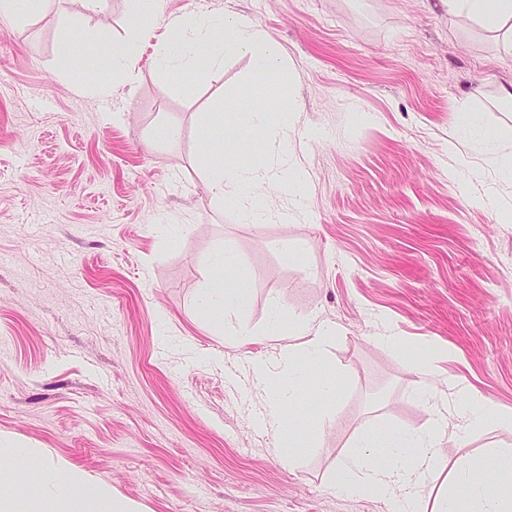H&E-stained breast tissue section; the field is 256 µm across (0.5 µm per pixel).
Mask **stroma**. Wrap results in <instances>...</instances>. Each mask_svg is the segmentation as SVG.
<instances>
[{
  "mask_svg": "<svg viewBox=\"0 0 512 512\" xmlns=\"http://www.w3.org/2000/svg\"><path fill=\"white\" fill-rule=\"evenodd\" d=\"M234 14L279 44L304 169L305 213L243 223L204 188L212 114L252 96L249 61L169 73L172 33L138 0H13L0 17V466L13 493L43 459L104 483L140 512H387L332 486L364 434L424 430L440 397L512 412V56L442 0H165L168 16ZM133 75L81 90L136 28ZM477 113L492 140L457 127ZM172 128L160 141L157 129ZM297 243L286 258L283 241ZM238 264L235 311L207 307L212 256ZM333 326L336 412L292 465L257 419L250 364L268 332ZM397 345L378 342L381 333ZM512 447L491 422L448 463Z\"/></svg>",
  "mask_w": 512,
  "mask_h": 512,
  "instance_id": "obj_1",
  "label": "stroma"
}]
</instances>
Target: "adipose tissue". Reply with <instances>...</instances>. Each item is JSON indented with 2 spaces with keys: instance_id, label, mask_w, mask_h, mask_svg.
<instances>
[{
  "instance_id": "ef3b65f1",
  "label": "adipose tissue",
  "mask_w": 512,
  "mask_h": 512,
  "mask_svg": "<svg viewBox=\"0 0 512 512\" xmlns=\"http://www.w3.org/2000/svg\"><path fill=\"white\" fill-rule=\"evenodd\" d=\"M449 15L461 17L495 40L501 52L512 53V0H444ZM151 21L165 19L161 0H142ZM168 20V19H165ZM176 34L160 52L163 64L181 65L192 76H206L230 56L247 57L253 83L288 92V78L279 46L258 26L234 15H205L194 20H168ZM292 111L282 105L229 107L220 114L208 142L210 158L206 184L217 200L232 199L244 223L270 224L288 219L285 210H272L259 201L261 190L296 198L306 182L304 171L291 165L288 134ZM251 137L274 130L272 145L261 161L235 160L224 155V132ZM290 344L273 356L252 363L256 383L267 392L268 407L260 425L278 441L280 461L293 460L296 449L309 447L315 432L329 421L336 406V380L319 379L312 399L313 420L295 413L304 394L308 368L329 363L335 342L330 326L308 319L290 328ZM432 427L402 431L386 440L366 438L336 464V489L386 501L389 512H421L423 489L435 490L432 512H512V450H494L461 460L448 468L442 434L468 436L487 421L511 424L512 415L498 412L484 400L465 395L448 403H431ZM42 481L34 493H0V512H138L81 471L61 474L44 460Z\"/></svg>"
}]
</instances>
